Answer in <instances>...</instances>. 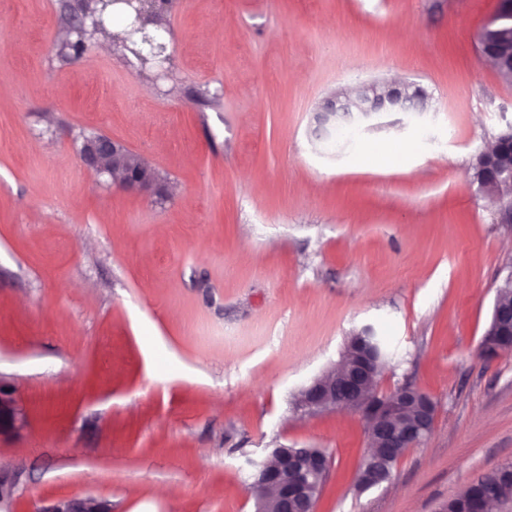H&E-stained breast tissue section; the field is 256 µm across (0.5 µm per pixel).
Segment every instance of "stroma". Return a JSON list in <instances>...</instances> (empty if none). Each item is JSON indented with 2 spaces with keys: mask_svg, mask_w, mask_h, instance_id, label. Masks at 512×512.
<instances>
[{
  "mask_svg": "<svg viewBox=\"0 0 512 512\" xmlns=\"http://www.w3.org/2000/svg\"><path fill=\"white\" fill-rule=\"evenodd\" d=\"M63 3L0 0V383L26 416L0 434L11 512H254L250 463L280 446L331 455L316 512H445L512 462V353L479 352L512 224L472 177L512 130V83L478 50L500 0H170L161 78L97 40L62 61ZM390 75L434 112L314 137L332 92ZM91 133L173 195L88 170ZM365 325L395 353L379 392L411 382L436 416L362 491L361 416L290 400ZM44 512H111L93 496H69L56 501L50 511Z\"/></svg>",
  "mask_w": 512,
  "mask_h": 512,
  "instance_id": "obj_1",
  "label": "stroma"
}]
</instances>
